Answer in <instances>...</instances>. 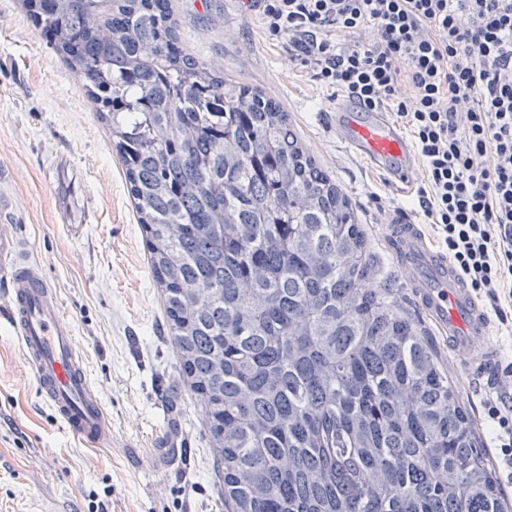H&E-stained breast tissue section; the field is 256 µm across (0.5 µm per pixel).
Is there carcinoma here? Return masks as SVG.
I'll return each instance as SVG.
<instances>
[{
    "label": "carcinoma",
    "instance_id": "obj_1",
    "mask_svg": "<svg viewBox=\"0 0 512 512\" xmlns=\"http://www.w3.org/2000/svg\"><path fill=\"white\" fill-rule=\"evenodd\" d=\"M23 2L108 127L224 512H512L281 103L186 52L172 0Z\"/></svg>",
    "mask_w": 512,
    "mask_h": 512
}]
</instances>
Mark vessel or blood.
Instances as JSON below:
<instances>
[{
    "label": "vessel or blood",
    "instance_id": "b4317fda",
    "mask_svg": "<svg viewBox=\"0 0 512 512\" xmlns=\"http://www.w3.org/2000/svg\"><path fill=\"white\" fill-rule=\"evenodd\" d=\"M336 130L372 167L408 185L417 171L415 153L398 124L383 111H364L340 103ZM0 195V283L6 287V319L32 367L41 396L67 431L86 445L105 448L112 425L86 375L75 324L64 315L56 289L41 265L32 260L26 243L12 224ZM389 244L393 256L414 288L426 317L449 345L465 352L467 370L483 371L494 360L484 345L486 314L448 258L429 247L419 225L407 216L392 218Z\"/></svg>",
    "mask_w": 512,
    "mask_h": 512
}]
</instances>
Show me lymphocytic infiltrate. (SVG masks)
<instances>
[{
    "label": "lymphocytic infiltrate",
    "mask_w": 512,
    "mask_h": 512,
    "mask_svg": "<svg viewBox=\"0 0 512 512\" xmlns=\"http://www.w3.org/2000/svg\"><path fill=\"white\" fill-rule=\"evenodd\" d=\"M313 81L407 127L425 216L512 333V0H260Z\"/></svg>",
    "instance_id": "f902f5d3"
}]
</instances>
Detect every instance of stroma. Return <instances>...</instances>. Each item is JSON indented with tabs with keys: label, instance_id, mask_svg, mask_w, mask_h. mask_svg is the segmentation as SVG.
I'll return each mask as SVG.
<instances>
[{
	"label": "stroma",
	"instance_id": "35a3bbf8",
	"mask_svg": "<svg viewBox=\"0 0 512 512\" xmlns=\"http://www.w3.org/2000/svg\"><path fill=\"white\" fill-rule=\"evenodd\" d=\"M175 12L189 53L288 111L304 147L348 196L378 280L397 288L482 422L497 371L512 365V338L488 336L496 368L473 375L417 307L386 238L396 210L424 223L416 185L397 187L337 135L332 106L343 92L311 81L283 41L265 36L246 0H175ZM82 84L21 0H0V192L75 322L114 436L112 447L88 448L69 435L0 321V512H89L94 501L108 512H224L203 413L166 329L129 185Z\"/></svg>",
	"mask_w": 512,
	"mask_h": 512
}]
</instances>
